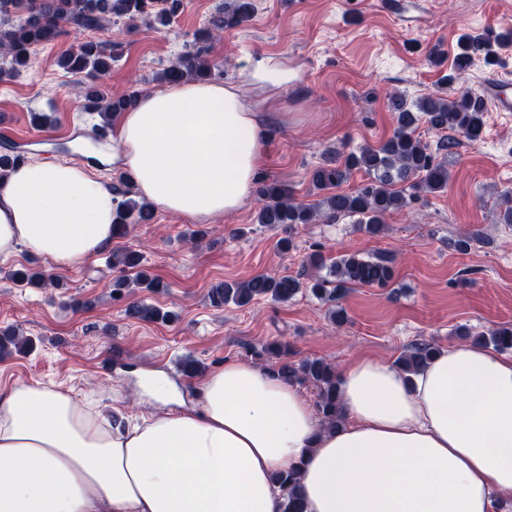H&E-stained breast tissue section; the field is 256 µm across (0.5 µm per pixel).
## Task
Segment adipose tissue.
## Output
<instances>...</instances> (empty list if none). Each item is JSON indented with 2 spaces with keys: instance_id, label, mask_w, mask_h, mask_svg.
<instances>
[{
  "instance_id": "obj_1",
  "label": "adipose tissue",
  "mask_w": 512,
  "mask_h": 512,
  "mask_svg": "<svg viewBox=\"0 0 512 512\" xmlns=\"http://www.w3.org/2000/svg\"><path fill=\"white\" fill-rule=\"evenodd\" d=\"M267 127L236 88L169 84L112 127V161L157 210L237 212ZM117 197L73 162L0 178V260L28 251L75 268L111 247ZM340 427L296 384L226 360L192 406L125 425L45 383L0 388V512H283L274 477L299 466L305 512H497L512 495V354L473 344L416 374L363 356L338 368Z\"/></svg>"
}]
</instances>
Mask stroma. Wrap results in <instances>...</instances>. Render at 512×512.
<instances>
[{
	"label": "stroma",
	"instance_id": "35a3bbf8",
	"mask_svg": "<svg viewBox=\"0 0 512 512\" xmlns=\"http://www.w3.org/2000/svg\"><path fill=\"white\" fill-rule=\"evenodd\" d=\"M220 0H186L168 26L138 25L124 37L122 55L105 79L110 91L157 88L155 75L191 50ZM252 18L225 31L209 51L219 63L213 80L237 87L267 126L270 138L263 175L290 188L296 203L317 196L313 170L326 159H344L365 146L378 147L393 134L387 95L415 101L433 93L452 96L448 74L459 41L512 26V0H255ZM116 28L70 27L65 40L33 48L19 75L0 80V151L12 148L26 160L80 161L73 144L96 135L97 115L84 109L78 79L58 64L62 51L87 40L107 42ZM440 63L428 59L431 48ZM269 55L295 68L288 89L270 94L252 83L253 59ZM48 116L45 124L35 123ZM448 187L391 213L384 234L363 231L357 217L335 223L269 227L257 223L256 200L213 224H196L154 212L135 225L120 246L141 250L143 268L161 284L154 291L112 297L113 271L105 255L79 268L41 263L20 252L0 263V329L16 328L32 350L0 359V387L51 382L75 397L96 392L104 409L123 399L129 417L149 413L142 379L159 370L189 393L192 380L181 361L210 371L224 360L251 362L250 347L286 341L293 361L320 359L340 367L362 355L387 362L416 342L438 348L461 344V328L481 333L512 324V224L504 223L503 197L512 192V113L487 107L481 142L455 136L442 152ZM204 229L196 246L187 235ZM292 238L284 253L280 239ZM471 246L460 252L455 241ZM394 255L387 287H358L339 299L348 320L334 323L332 305L307 292L285 303L259 300L216 307L210 289L265 273L297 275L308 254ZM41 266L59 288H20L9 278L20 266ZM141 301L175 312L171 322L127 316Z\"/></svg>",
	"mask_w": 512,
	"mask_h": 512
}]
</instances>
